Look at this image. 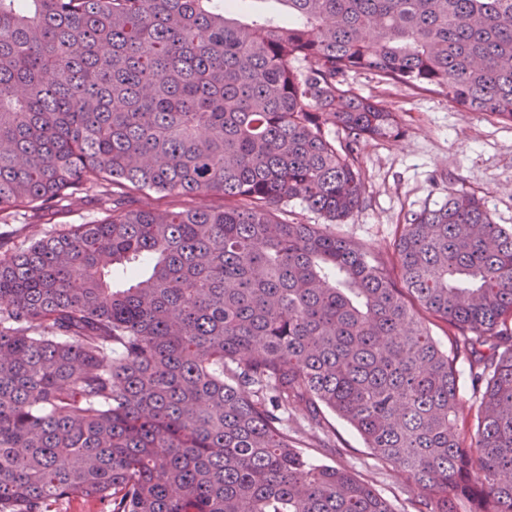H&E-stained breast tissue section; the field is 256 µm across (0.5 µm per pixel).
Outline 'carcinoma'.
<instances>
[{"instance_id":"carcinoma-1","label":"carcinoma","mask_w":512,"mask_h":512,"mask_svg":"<svg viewBox=\"0 0 512 512\" xmlns=\"http://www.w3.org/2000/svg\"><path fill=\"white\" fill-rule=\"evenodd\" d=\"M250 2L0 0V211L112 200L0 251V512H392L288 434L322 406L415 512H512V230L450 192L390 263L287 209L351 216L357 147L402 132L353 74L512 121V0H279L286 23ZM131 204L137 209L155 210L166 208H194L219 205L221 199L216 196H171L152 191L131 193ZM459 370L461 371V383H462V389L461 394L463 397L462 405L459 409V422L461 424V433L465 437V439L469 442L470 437L473 436L474 430L470 426L469 423H464L462 425V422L466 420H470V415H472L476 409V398L473 396L472 391L469 387V380H468V366L466 364H459L458 365Z\"/></svg>"}]
</instances>
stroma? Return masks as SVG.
<instances>
[{
	"instance_id": "1",
	"label": "stroma",
	"mask_w": 512,
	"mask_h": 512,
	"mask_svg": "<svg viewBox=\"0 0 512 512\" xmlns=\"http://www.w3.org/2000/svg\"><path fill=\"white\" fill-rule=\"evenodd\" d=\"M361 94L374 98L402 120L401 136L362 143L358 161L365 184L364 203L337 235L391 258L392 243L411 213L445 203L449 192L481 196L495 223L512 228V122L464 112L444 91L385 85L369 73L350 78ZM111 212L94 192L60 202L51 211L18 207L0 212V241L6 247L30 243L74 224H91ZM335 449L307 435L301 450L312 461L347 469L371 485L393 512H413L416 497L403 477L382 463L361 436L333 412L324 415Z\"/></svg>"
}]
</instances>
